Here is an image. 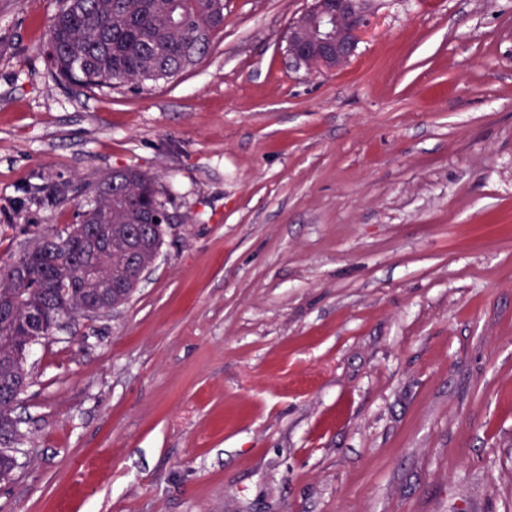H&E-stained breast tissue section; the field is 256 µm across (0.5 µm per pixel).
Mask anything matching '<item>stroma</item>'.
Here are the masks:
<instances>
[{
	"instance_id": "obj_1",
	"label": "stroma",
	"mask_w": 512,
	"mask_h": 512,
	"mask_svg": "<svg viewBox=\"0 0 512 512\" xmlns=\"http://www.w3.org/2000/svg\"><path fill=\"white\" fill-rule=\"evenodd\" d=\"M310 0H224L143 89L60 86L59 0H0V267L157 177L130 300L34 345L0 512H512V0H377L334 70Z\"/></svg>"
}]
</instances>
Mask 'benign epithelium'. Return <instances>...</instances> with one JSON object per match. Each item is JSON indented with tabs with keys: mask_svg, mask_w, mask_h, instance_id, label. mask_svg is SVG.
Returning <instances> with one entry per match:
<instances>
[{
	"mask_svg": "<svg viewBox=\"0 0 512 512\" xmlns=\"http://www.w3.org/2000/svg\"><path fill=\"white\" fill-rule=\"evenodd\" d=\"M373 0H312L291 26L287 51L311 69L344 66L355 54L370 23Z\"/></svg>",
	"mask_w": 512,
	"mask_h": 512,
	"instance_id": "obj_1",
	"label": "benign epithelium"
}]
</instances>
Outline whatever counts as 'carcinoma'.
<instances>
[{
    "label": "carcinoma",
    "instance_id": "obj_1",
    "mask_svg": "<svg viewBox=\"0 0 512 512\" xmlns=\"http://www.w3.org/2000/svg\"><path fill=\"white\" fill-rule=\"evenodd\" d=\"M45 26L46 60L62 85L110 90L169 80L196 64L211 31L224 23V0H60ZM78 223L65 237L40 234L18 262L26 281L0 276V480L17 467L19 396L30 384V348L54 336L80 311L98 319L114 307L112 287L129 284L131 264H152L163 225L145 224L165 209L155 179L133 168L82 182ZM140 226L150 252L135 257L126 230Z\"/></svg>",
    "mask_w": 512,
    "mask_h": 512
}]
</instances>
